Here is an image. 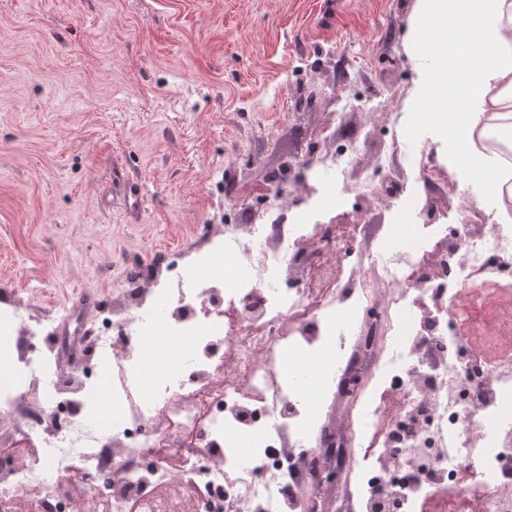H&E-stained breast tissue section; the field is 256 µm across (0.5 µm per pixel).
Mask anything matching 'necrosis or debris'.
Wrapping results in <instances>:
<instances>
[{"instance_id": "4bbe7bcc", "label": "necrosis or debris", "mask_w": 512, "mask_h": 512, "mask_svg": "<svg viewBox=\"0 0 512 512\" xmlns=\"http://www.w3.org/2000/svg\"><path fill=\"white\" fill-rule=\"evenodd\" d=\"M358 155L351 143L337 167H305L296 205L311 213ZM227 254L241 257L231 278L192 276L158 251L120 297L95 292L88 372H62L53 321L0 293L13 352L0 386V512H289L300 498L323 512L317 474L370 434L379 407L365 401L356 435L336 431L335 454L317 456L309 399L285 368L329 344L346 371L344 328L357 318L369 338L357 371L398 395L392 434L360 474L365 512H421L438 486L456 489L463 512H512L511 224L412 225L404 245L354 259L342 283L330 276L346 258L331 225L316 241L308 224H227L197 264ZM418 254L438 258L437 275L409 278ZM102 376L106 422L90 408ZM465 467L478 489L459 487Z\"/></svg>"}]
</instances>
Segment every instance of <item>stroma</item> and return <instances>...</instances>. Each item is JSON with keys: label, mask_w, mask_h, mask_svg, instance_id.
I'll list each match as a JSON object with an SVG mask.
<instances>
[{"label": "stroma", "mask_w": 512, "mask_h": 512, "mask_svg": "<svg viewBox=\"0 0 512 512\" xmlns=\"http://www.w3.org/2000/svg\"><path fill=\"white\" fill-rule=\"evenodd\" d=\"M415 0H0V289L53 318L121 288L152 250L290 199L299 161L363 147L331 193L338 248L365 224H485L447 182L399 199ZM319 96L303 106L310 91ZM137 191L140 209L124 197Z\"/></svg>", "instance_id": "1"}]
</instances>
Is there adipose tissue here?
<instances>
[{
    "mask_svg": "<svg viewBox=\"0 0 512 512\" xmlns=\"http://www.w3.org/2000/svg\"><path fill=\"white\" fill-rule=\"evenodd\" d=\"M406 103L476 203L512 223V0H416Z\"/></svg>",
    "mask_w": 512,
    "mask_h": 512,
    "instance_id": "obj_1",
    "label": "adipose tissue"
}]
</instances>
